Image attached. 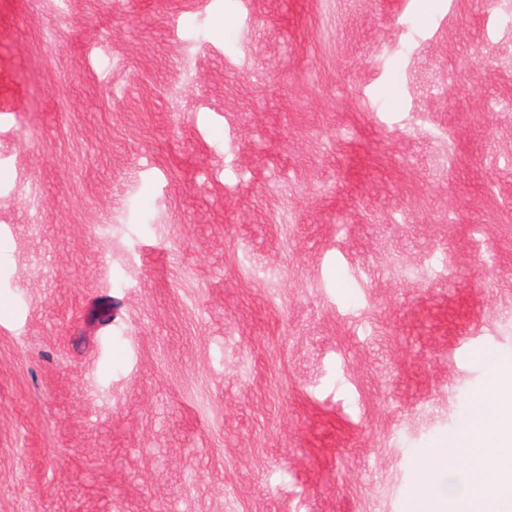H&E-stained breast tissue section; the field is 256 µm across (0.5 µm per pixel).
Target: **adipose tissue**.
<instances>
[{
    "mask_svg": "<svg viewBox=\"0 0 512 512\" xmlns=\"http://www.w3.org/2000/svg\"><path fill=\"white\" fill-rule=\"evenodd\" d=\"M492 384L476 399L477 419L461 447L430 450L416 469L417 503L432 506L434 477L453 475L448 495L454 512H504L512 500V365L496 363Z\"/></svg>",
    "mask_w": 512,
    "mask_h": 512,
    "instance_id": "adipose-tissue-1",
    "label": "adipose tissue"
}]
</instances>
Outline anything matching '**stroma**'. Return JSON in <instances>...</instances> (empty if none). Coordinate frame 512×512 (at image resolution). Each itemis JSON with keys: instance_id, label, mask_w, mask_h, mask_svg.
<instances>
[{"instance_id": "stroma-1", "label": "stroma", "mask_w": 512, "mask_h": 512, "mask_svg": "<svg viewBox=\"0 0 512 512\" xmlns=\"http://www.w3.org/2000/svg\"><path fill=\"white\" fill-rule=\"evenodd\" d=\"M512 362V0H0V512H414Z\"/></svg>"}]
</instances>
